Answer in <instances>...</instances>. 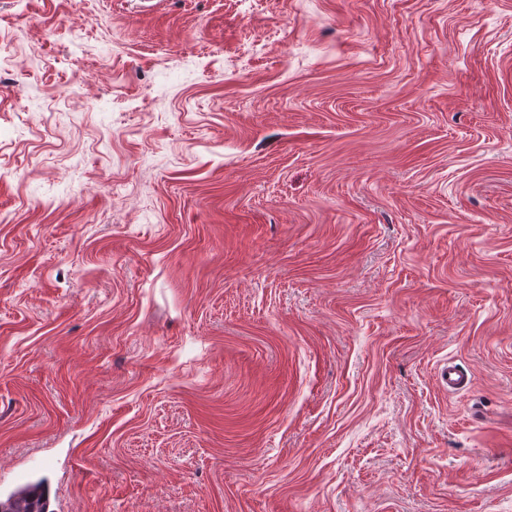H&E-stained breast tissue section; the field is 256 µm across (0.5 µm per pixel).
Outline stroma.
Masks as SVG:
<instances>
[{
	"mask_svg": "<svg viewBox=\"0 0 512 512\" xmlns=\"http://www.w3.org/2000/svg\"><path fill=\"white\" fill-rule=\"evenodd\" d=\"M140 2L0 0V500L512 512V0ZM18 496L14 510L9 512H44L41 500L44 495L37 486H27L17 491L10 498ZM10 498L8 500H10ZM7 500V501H8Z\"/></svg>",
	"mask_w": 512,
	"mask_h": 512,
	"instance_id": "1",
	"label": "stroma"
}]
</instances>
